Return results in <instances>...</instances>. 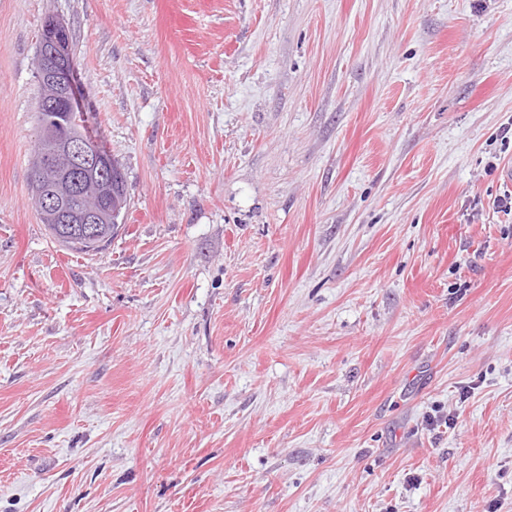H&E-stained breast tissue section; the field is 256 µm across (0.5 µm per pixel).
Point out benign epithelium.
<instances>
[{"label":"benign epithelium","instance_id":"obj_1","mask_svg":"<svg viewBox=\"0 0 512 512\" xmlns=\"http://www.w3.org/2000/svg\"><path fill=\"white\" fill-rule=\"evenodd\" d=\"M37 54L42 60L39 77L59 86L66 114L65 120L43 130L44 159L57 176L51 181L37 180L35 192L42 207L53 214L55 223L67 224V203L80 195L84 183L118 181L120 173L112 168V158L78 128L81 113L73 84L75 65L67 27L62 21L53 18L44 26Z\"/></svg>","mask_w":512,"mask_h":512}]
</instances>
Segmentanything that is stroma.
Returning a JSON list of instances; mask_svg holds the SVG:
<instances>
[{
	"instance_id": "stroma-1",
	"label": "stroma",
	"mask_w": 512,
	"mask_h": 512,
	"mask_svg": "<svg viewBox=\"0 0 512 512\" xmlns=\"http://www.w3.org/2000/svg\"><path fill=\"white\" fill-rule=\"evenodd\" d=\"M129 207L31 204L48 17ZM512 0H0V512H512Z\"/></svg>"
}]
</instances>
